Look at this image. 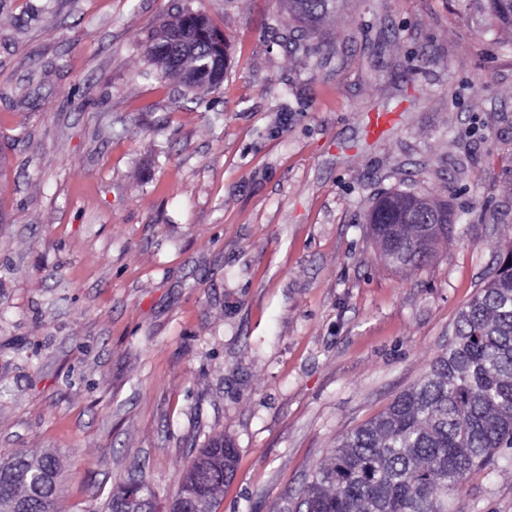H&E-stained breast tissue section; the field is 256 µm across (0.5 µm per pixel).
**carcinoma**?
Returning <instances> with one entry per match:
<instances>
[{
	"instance_id": "1",
	"label": "carcinoma",
	"mask_w": 512,
	"mask_h": 512,
	"mask_svg": "<svg viewBox=\"0 0 512 512\" xmlns=\"http://www.w3.org/2000/svg\"><path fill=\"white\" fill-rule=\"evenodd\" d=\"M293 20L315 33L335 12L336 0H288ZM491 27L512 29V0H477ZM200 12L186 11L151 32L148 55L167 75L166 48L180 26L196 27ZM205 18V17H203ZM199 38L213 57L227 60L224 33L205 18ZM183 68L195 73L187 87L208 93L218 87L207 60L189 57ZM412 193H385L367 214L384 259L386 237L403 242L420 233L415 225H392L393 203ZM448 234L421 239L410 265H419ZM512 448V267L496 275L461 309L454 339L436 356L416 384L399 394L373 420L343 435L328 462L308 481L295 512H448V497L460 493L478 471L500 467L502 450ZM237 449L220 436L200 450L181 475L175 503L189 512H214L224 489L223 469L236 472ZM59 460L52 451L38 456L16 452L0 459V512H59ZM131 483L114 492L106 512H126Z\"/></svg>"
}]
</instances>
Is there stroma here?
Masks as SVG:
<instances>
[{
	"mask_svg": "<svg viewBox=\"0 0 512 512\" xmlns=\"http://www.w3.org/2000/svg\"><path fill=\"white\" fill-rule=\"evenodd\" d=\"M190 7L229 40L197 97L146 55ZM0 0V455L54 451L61 512L171 498L238 450L217 512H278L448 348L512 239V31L465 0ZM447 203L388 264L378 194ZM449 512H512V466ZM336 0H288L293 20L316 33L326 17L335 12ZM403 199H422L426 200L428 204L436 209L446 210L448 213V223H452V214L448 211V205L438 203L435 201L427 200L425 198L416 196L412 193H385L380 196L373 204L367 214V223L370 224L371 232L377 243L381 246V252L384 259L391 265L397 267H406L422 264L432 254L434 245L442 238H448V228L446 233L442 230L431 232L426 238L421 239L418 250L414 259L406 266L400 265L394 257H392L386 250L391 246H386V237L393 238V242H403L412 237H418L421 229L415 225H400L393 226L397 219V214L393 208V203ZM136 480L141 485L140 493L153 497L157 500V495L154 489L142 479H130L127 483H124L116 492H114L107 504L106 512H127L129 508L130 497L134 494V486L131 483Z\"/></svg>",
	"mask_w": 512,
	"mask_h": 512,
	"instance_id": "stroma-1",
	"label": "stroma"
}]
</instances>
